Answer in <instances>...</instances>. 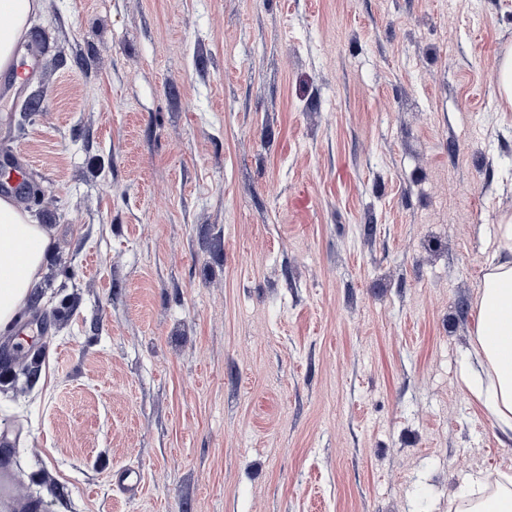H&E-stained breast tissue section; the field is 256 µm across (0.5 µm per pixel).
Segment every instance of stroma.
I'll return each instance as SVG.
<instances>
[{"label":"stroma","mask_w":512,"mask_h":512,"mask_svg":"<svg viewBox=\"0 0 512 512\" xmlns=\"http://www.w3.org/2000/svg\"><path fill=\"white\" fill-rule=\"evenodd\" d=\"M19 51L0 172L57 248L0 334V512H469L512 474L461 379L512 0H44Z\"/></svg>","instance_id":"35a3bbf8"}]
</instances>
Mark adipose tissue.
<instances>
[{
    "instance_id": "1",
    "label": "adipose tissue",
    "mask_w": 512,
    "mask_h": 512,
    "mask_svg": "<svg viewBox=\"0 0 512 512\" xmlns=\"http://www.w3.org/2000/svg\"><path fill=\"white\" fill-rule=\"evenodd\" d=\"M42 0H0V72L12 67L31 14ZM491 252L479 301L474 365L464 377L473 397L512 432V215L489 234ZM54 245V230L13 200L0 197V331L35 299Z\"/></svg>"
}]
</instances>
